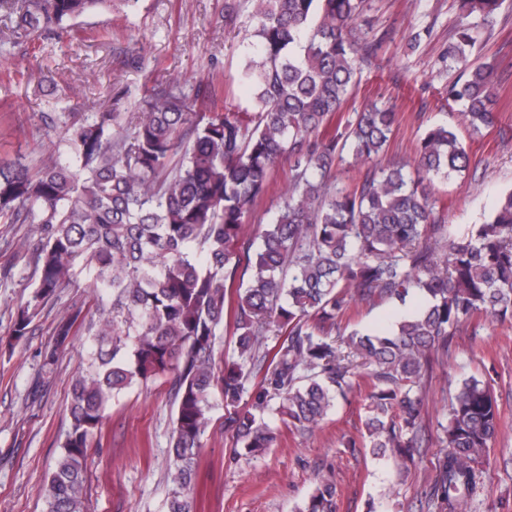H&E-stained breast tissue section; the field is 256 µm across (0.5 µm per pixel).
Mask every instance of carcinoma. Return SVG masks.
<instances>
[{
    "mask_svg": "<svg viewBox=\"0 0 512 512\" xmlns=\"http://www.w3.org/2000/svg\"><path fill=\"white\" fill-rule=\"evenodd\" d=\"M110 0H0L12 23L7 55ZM363 0H252L254 38L237 81L253 91L249 112H188L186 100L216 94L203 83L152 89L134 120L102 111L57 120L65 149L31 172L23 157L0 162V221L34 224L37 284L20 307V339L45 303L85 272L98 319H89L88 365L76 377L69 428L40 496L43 512H85L88 448L112 401L172 372L176 378L167 512H199L198 456L211 398L224 396L234 452L259 456L277 433L270 413L312 432L352 388V366L369 369L374 392L364 420L376 456L414 461L422 428L421 384L430 354L445 349L476 314L512 319V191L488 220L447 238L444 207L431 188L464 171L469 155L446 126L420 140L412 167L381 165L399 113L371 105L345 127L335 118L353 77L374 54L355 33ZM503 0H461L448 49L464 79L448 86L471 134L496 123L494 64L475 63L469 17L488 21ZM375 164L353 189L328 187L336 160ZM283 158L293 173L277 216L243 230ZM425 304L388 331L337 332L357 296ZM77 310L57 321L43 366L50 370L74 334ZM234 356L215 370L217 336ZM501 414L492 386L457 384L446 446L437 457L436 512H466L483 487ZM337 488L316 487L296 512H335Z\"/></svg>",
    "mask_w": 512,
    "mask_h": 512,
    "instance_id": "cac0c4a2",
    "label": "carcinoma"
}]
</instances>
